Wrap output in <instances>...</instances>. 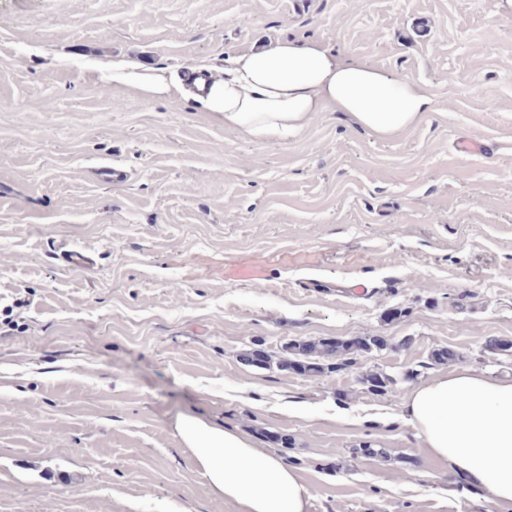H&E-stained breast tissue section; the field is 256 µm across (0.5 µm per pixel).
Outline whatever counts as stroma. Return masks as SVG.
<instances>
[{"label": "stroma", "mask_w": 512, "mask_h": 512, "mask_svg": "<svg viewBox=\"0 0 512 512\" xmlns=\"http://www.w3.org/2000/svg\"><path fill=\"white\" fill-rule=\"evenodd\" d=\"M279 37L409 77L435 111L392 139L328 110L255 140L112 78L220 75ZM510 59L496 0H0V295L24 293L33 321L0 337V512H235L176 436L183 415L279 453L310 512H494L401 402L457 364L512 377L485 349L512 342ZM463 137L491 153L462 158ZM58 241L97 267L61 265ZM251 261L262 284L207 271ZM345 280L370 296L330 292ZM367 335L384 347L324 376L243 360ZM442 348L457 361L431 363ZM369 371L395 386L368 392Z\"/></svg>", "instance_id": "1"}]
</instances>
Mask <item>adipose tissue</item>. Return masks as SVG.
I'll use <instances>...</instances> for the list:
<instances>
[{"label":"adipose tissue","instance_id":"adipose-tissue-1","mask_svg":"<svg viewBox=\"0 0 512 512\" xmlns=\"http://www.w3.org/2000/svg\"><path fill=\"white\" fill-rule=\"evenodd\" d=\"M112 76L143 94L185 96L182 82L113 64ZM225 128L253 139L298 135L314 113H348L377 138H395L434 111L414 80L334 52L315 40L277 38L244 47L199 95ZM402 415L428 457L448 476L484 488L498 512H512V380L460 366L410 393ZM203 477L237 512H309L312 493L296 469L236 428L193 416L175 424Z\"/></svg>","mask_w":512,"mask_h":512}]
</instances>
